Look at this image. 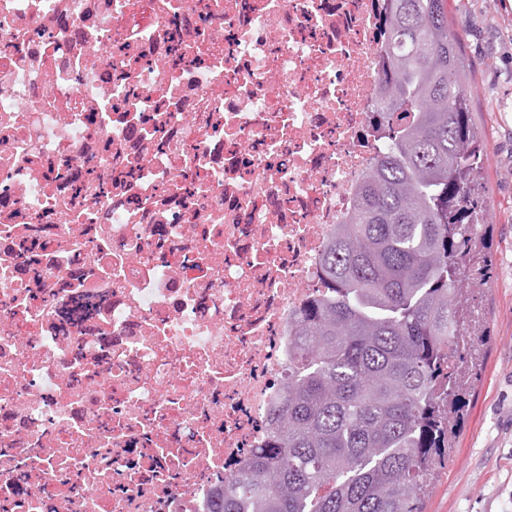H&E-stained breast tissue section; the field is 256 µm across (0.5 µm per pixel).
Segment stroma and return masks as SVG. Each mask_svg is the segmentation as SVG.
<instances>
[{"label":"stroma","instance_id":"obj_1","mask_svg":"<svg viewBox=\"0 0 512 512\" xmlns=\"http://www.w3.org/2000/svg\"><path fill=\"white\" fill-rule=\"evenodd\" d=\"M485 147L491 255L468 305L487 334L473 389L424 512H512V0H448Z\"/></svg>","mask_w":512,"mask_h":512}]
</instances>
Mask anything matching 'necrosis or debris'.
Here are the masks:
<instances>
[{
    "label": "necrosis or debris",
    "mask_w": 512,
    "mask_h": 512,
    "mask_svg": "<svg viewBox=\"0 0 512 512\" xmlns=\"http://www.w3.org/2000/svg\"><path fill=\"white\" fill-rule=\"evenodd\" d=\"M389 9L0 0V512H200L264 445Z\"/></svg>",
    "instance_id": "4bbe7bcc"
}]
</instances>
